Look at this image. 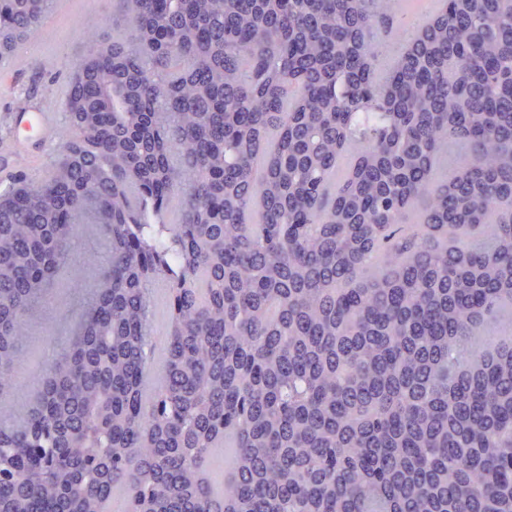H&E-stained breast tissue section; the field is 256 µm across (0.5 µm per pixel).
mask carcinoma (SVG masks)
<instances>
[{"mask_svg": "<svg viewBox=\"0 0 512 512\" xmlns=\"http://www.w3.org/2000/svg\"><path fill=\"white\" fill-rule=\"evenodd\" d=\"M50 2L0 0V62ZM120 9L67 98L88 156L0 192V381L55 275L96 270L0 422V512H512V0H445L383 73L398 0ZM451 140L469 162L436 183ZM161 289L167 288L163 284H159L154 288L153 293L154 336L152 337L151 360L143 381V391L147 399L151 397L158 378L162 374L165 360L167 328H164V323L168 314V292L163 294Z\"/></svg>", "mask_w": 512, "mask_h": 512, "instance_id": "carcinoma-1", "label": "carcinoma"}]
</instances>
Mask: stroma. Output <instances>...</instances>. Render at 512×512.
Segmentation results:
<instances>
[{"mask_svg": "<svg viewBox=\"0 0 512 512\" xmlns=\"http://www.w3.org/2000/svg\"><path fill=\"white\" fill-rule=\"evenodd\" d=\"M87 25L83 33L58 22L55 13L43 19L44 27H54L52 38H45L42 31L30 40V55L12 81L6 99H0V185L17 172L43 179L52 163L64 149L61 133L68 122L66 100L59 94V87L68 83L77 60L89 54L96 42L112 38V23L119 20L117 0H86ZM50 110L56 115V124L47 140L31 135L27 150H16L12 117L26 110ZM95 275L94 269L85 266L78 270L60 273L50 299L38 311V317L24 345L23 360L13 374L15 388L0 394V419L7 418L18 406L32 402L42 387L48 365L68 345L77 315L74 308L76 296L83 292ZM154 336L151 360L146 369L143 391L152 395L162 374L167 343L164 327L168 314V297L162 291L153 293Z\"/></svg>", "mask_w": 512, "mask_h": 512, "instance_id": "stroma-1", "label": "stroma"}]
</instances>
